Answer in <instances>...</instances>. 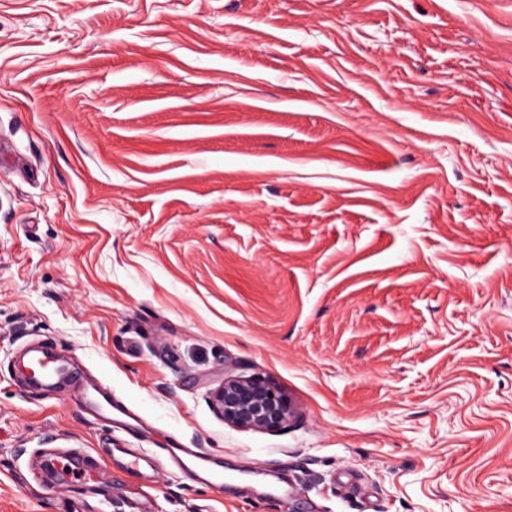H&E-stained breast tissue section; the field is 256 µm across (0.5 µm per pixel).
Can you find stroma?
Masks as SVG:
<instances>
[{"instance_id":"obj_1","label":"stroma","mask_w":512,"mask_h":512,"mask_svg":"<svg viewBox=\"0 0 512 512\" xmlns=\"http://www.w3.org/2000/svg\"><path fill=\"white\" fill-rule=\"evenodd\" d=\"M228 362L287 424L224 423ZM142 499L512 512V0H0V512ZM42 360L46 362H42ZM33 361H38V365L35 367L40 374L37 375L35 381L31 380L32 383L35 382L40 385L53 384L67 375V361L62 355L57 354L44 359L36 358ZM94 393V397L91 398L88 391L82 390L79 399L91 402L100 417L111 423L112 421H126L127 419L134 420L130 413L112 406L111 391L107 386L101 385L95 388Z\"/></svg>"}]
</instances>
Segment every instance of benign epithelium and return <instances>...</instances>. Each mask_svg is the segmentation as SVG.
<instances>
[{"label": "benign epithelium", "instance_id": "1", "mask_svg": "<svg viewBox=\"0 0 512 512\" xmlns=\"http://www.w3.org/2000/svg\"><path fill=\"white\" fill-rule=\"evenodd\" d=\"M211 404L224 422L238 428L268 430L291 417L288 401L266 383L238 376L224 364V381L210 390Z\"/></svg>", "mask_w": 512, "mask_h": 512}]
</instances>
